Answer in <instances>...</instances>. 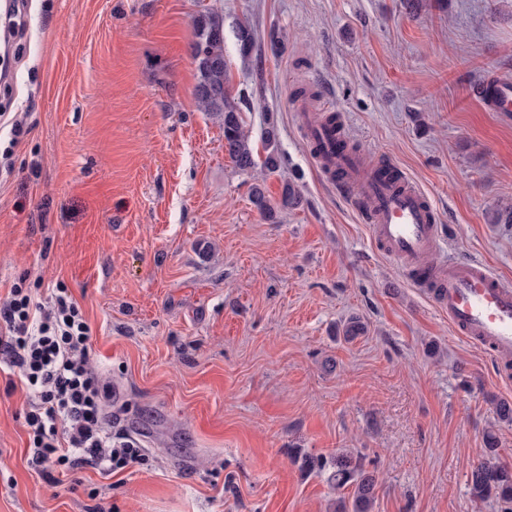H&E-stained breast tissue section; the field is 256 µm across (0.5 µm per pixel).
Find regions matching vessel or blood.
I'll list each match as a JSON object with an SVG mask.
<instances>
[{
  "label": "vessel or blood",
  "instance_id": "obj_1",
  "mask_svg": "<svg viewBox=\"0 0 512 512\" xmlns=\"http://www.w3.org/2000/svg\"><path fill=\"white\" fill-rule=\"evenodd\" d=\"M479 94L488 111L512 112V81L489 74ZM304 134L319 170L346 190L370 224L375 245L403 261L415 286L434 294L457 334L511 357L512 285L472 260L430 262L438 245V225L423 190L392 164H373L359 152L339 150L345 131L335 122L307 125Z\"/></svg>",
  "mask_w": 512,
  "mask_h": 512
}]
</instances>
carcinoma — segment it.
I'll return each instance as SVG.
<instances>
[{
  "instance_id": "obj_1",
  "label": "carcinoma",
  "mask_w": 512,
  "mask_h": 512,
  "mask_svg": "<svg viewBox=\"0 0 512 512\" xmlns=\"http://www.w3.org/2000/svg\"><path fill=\"white\" fill-rule=\"evenodd\" d=\"M195 40L192 58L198 71L195 94L202 108L212 113L224 128V149L235 167L247 171L255 166L254 151L250 138L243 129L239 106L228 99L224 90L226 61L224 59V20L214 13L198 16L194 20ZM236 38L239 52L248 57L255 49L252 30L237 27ZM264 139L271 151L264 159V167L276 170L280 167V156L274 149L277 129L271 124L264 132ZM487 458L473 469L470 475L471 494L477 500L490 496L505 504H512V468L499 462L496 457L498 441L489 432L485 437ZM302 468L308 471L331 469L329 480L336 488H350L348 496L336 500L337 512H372L376 503L375 476L367 472L360 458L351 453H340L326 460L306 457Z\"/></svg>"
}]
</instances>
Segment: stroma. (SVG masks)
Masks as SVG:
<instances>
[{"label":"stroma","instance_id":"obj_1","mask_svg":"<svg viewBox=\"0 0 512 512\" xmlns=\"http://www.w3.org/2000/svg\"><path fill=\"white\" fill-rule=\"evenodd\" d=\"M209 11L258 157L277 128L275 172L237 170L195 98L193 20ZM13 29L0 303L22 278L39 301L69 288L114 389L112 434L146 460L52 486L27 463L34 396L0 365V512H333L326 473L301 460L343 450L375 473V512H502L468 479L490 431L512 467L495 413L512 376L375 247L303 126L334 106L356 149L430 196L438 256L512 284V224L491 221L512 204V114L473 94L512 78V0H26ZM258 182L274 218L251 201ZM353 317L365 332L347 341Z\"/></svg>","mask_w":512,"mask_h":512}]
</instances>
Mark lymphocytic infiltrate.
<instances>
[{
    "instance_id": "lymphocytic-infiltrate-1",
    "label": "lymphocytic infiltrate",
    "mask_w": 512,
    "mask_h": 512,
    "mask_svg": "<svg viewBox=\"0 0 512 512\" xmlns=\"http://www.w3.org/2000/svg\"><path fill=\"white\" fill-rule=\"evenodd\" d=\"M10 294L0 305V358L36 397L24 416L29 464L49 477L142 461L133 442L112 439L104 412L111 390L90 360L89 325L68 288L56 285L44 303L21 281Z\"/></svg>"
}]
</instances>
